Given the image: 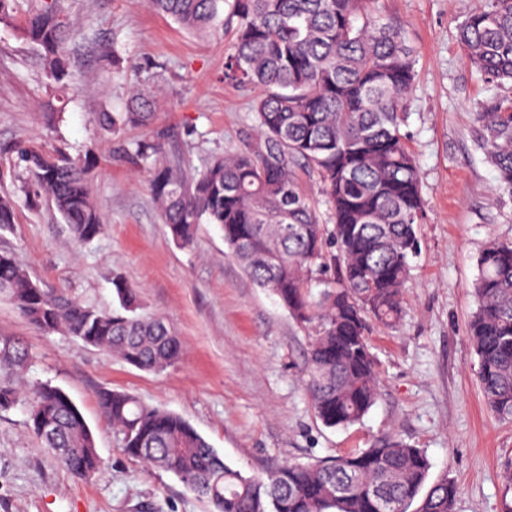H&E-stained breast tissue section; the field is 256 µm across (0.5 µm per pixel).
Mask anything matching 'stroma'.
Listing matches in <instances>:
<instances>
[{
	"instance_id": "1",
	"label": "stroma",
	"mask_w": 512,
	"mask_h": 512,
	"mask_svg": "<svg viewBox=\"0 0 512 512\" xmlns=\"http://www.w3.org/2000/svg\"><path fill=\"white\" fill-rule=\"evenodd\" d=\"M486 0H377L375 14L400 22L416 54L417 76L403 103L401 132L416 157L424 218L419 255L392 328L369 336L378 361V397L362 423L330 429L305 390L309 334L231 256L217 225L198 228L193 247L173 244L150 194V170L125 150L138 130L100 132L94 115L121 110L130 87H160L155 123L176 133L170 157L202 169L214 156L243 150L255 129L252 90L224 79L234 31L218 25L195 34L148 9L145 0H65L78 24L70 46V84L60 105L17 18L0 23V195L13 196L17 222L0 232L32 279L65 288L101 310L116 304L112 279L135 285L144 314L165 318L182 343L176 364L146 372L59 333L35 329L0 298V336L19 339L31 360L18 378L63 389L89 424L102 460L91 480L73 477L41 450L29 407L0 412V512H214L173 473L128 457L121 434L101 414L96 393L126 391L180 415L225 463L249 475L331 458L393 435L424 449L430 480L460 489L456 512H504L512 501L502 472L512 459V423L487 412L477 358L467 338L476 310L470 286L492 240H512V194L475 139V116L492 95L512 88L485 83L464 57L457 27ZM114 49L102 68L100 47ZM34 141L76 158L92 153L93 200L105 226L91 244L74 241L51 206H29L17 193L5 147Z\"/></svg>"
}]
</instances>
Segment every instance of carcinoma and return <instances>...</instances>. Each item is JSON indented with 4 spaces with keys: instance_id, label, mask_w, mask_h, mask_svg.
<instances>
[{
    "instance_id": "carcinoma-1",
    "label": "carcinoma",
    "mask_w": 512,
    "mask_h": 512,
    "mask_svg": "<svg viewBox=\"0 0 512 512\" xmlns=\"http://www.w3.org/2000/svg\"><path fill=\"white\" fill-rule=\"evenodd\" d=\"M22 33L46 76L67 86L68 46L76 21L62 0H28ZM374 0H147L150 10L201 33L229 6L236 19L224 78L254 89L257 126L245 149L214 157L191 175L167 157L172 137L155 127L134 142L133 161L151 169L150 189L173 242L189 248L198 225L216 224L249 277L269 290L293 321L309 330L306 387L316 418L329 428L359 424L377 399L373 326L402 317V295L418 252L423 220L419 168L400 131L402 104L415 83V59L400 23L376 19ZM465 58L494 86L512 84V0H490L458 27ZM160 88L138 89L121 112L97 113L105 133L152 125ZM481 148L512 192V96H496L476 114ZM19 191L32 204L48 199L83 244L104 220L87 178L89 162L45 144L14 148ZM316 176L330 205L326 231L295 168ZM16 222L10 196L0 197V230ZM335 263L336 286L311 297L306 273ZM472 284L477 310L468 338L489 410L512 421V241L493 242L478 259ZM121 309L101 311L64 289L41 287L0 251V296L45 334L61 333L117 354L146 372L181 356L179 337L162 317L138 312L137 290L112 281ZM30 360L19 341L0 338V371ZM29 427L43 448L75 477L88 480L101 460L82 412L62 389L32 392ZM26 394L0 379V412ZM97 401L121 434L125 455L175 474L215 512H454L459 488L443 478L425 487L426 453L389 436L367 448L284 464L247 476L181 416L128 392L101 390ZM416 509H411L413 503Z\"/></svg>"
}]
</instances>
